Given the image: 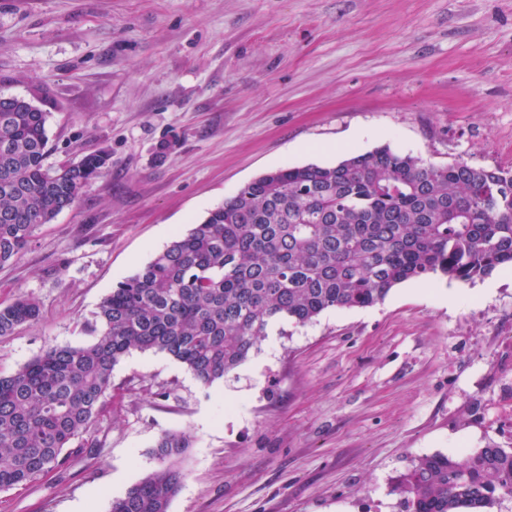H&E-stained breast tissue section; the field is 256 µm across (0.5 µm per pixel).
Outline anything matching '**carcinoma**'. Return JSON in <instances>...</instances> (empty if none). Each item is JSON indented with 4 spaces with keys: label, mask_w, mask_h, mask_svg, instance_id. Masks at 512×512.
<instances>
[{
    "label": "carcinoma",
    "mask_w": 512,
    "mask_h": 512,
    "mask_svg": "<svg viewBox=\"0 0 512 512\" xmlns=\"http://www.w3.org/2000/svg\"><path fill=\"white\" fill-rule=\"evenodd\" d=\"M49 113L0 96V266L103 176L109 154L46 163ZM512 265V170L428 163L388 145L334 165L279 168L247 183L102 300L93 340L52 346L0 375V491L59 475L65 449H92L112 409V372L131 350L160 351L203 386L224 379L267 335L336 309L368 308L409 280L471 282ZM20 295L0 336L40 317ZM184 433L156 444L158 467L110 512H169ZM392 491L405 512H483L512 496V448L413 460Z\"/></svg>",
    "instance_id": "cac0c4a2"
}]
</instances>
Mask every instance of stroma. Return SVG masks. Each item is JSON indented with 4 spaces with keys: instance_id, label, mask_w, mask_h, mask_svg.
I'll use <instances>...</instances> for the list:
<instances>
[{
    "instance_id": "1",
    "label": "stroma",
    "mask_w": 512,
    "mask_h": 512,
    "mask_svg": "<svg viewBox=\"0 0 512 512\" xmlns=\"http://www.w3.org/2000/svg\"><path fill=\"white\" fill-rule=\"evenodd\" d=\"M0 95L48 112V164L112 156L0 267V305L42 309L0 336L7 375L90 342L113 287L263 173L382 145L512 169V0H0ZM506 338L500 268L273 323L209 388L131 351L95 455L69 449L62 477L0 491V512H110L168 431L191 440L169 512H402L391 486L416 457L512 448L495 426Z\"/></svg>"
}]
</instances>
